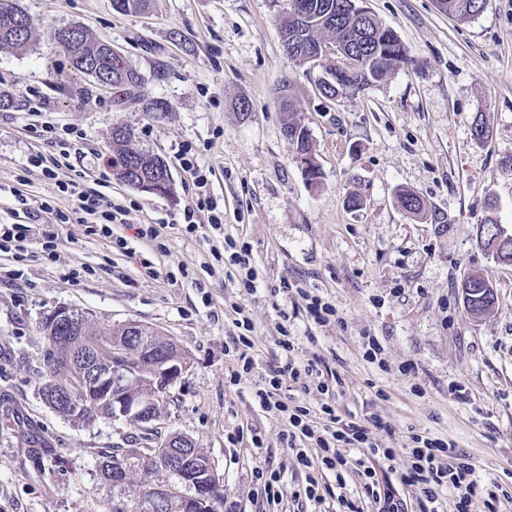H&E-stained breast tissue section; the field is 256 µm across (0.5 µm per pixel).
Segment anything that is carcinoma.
Listing matches in <instances>:
<instances>
[{"mask_svg": "<svg viewBox=\"0 0 512 512\" xmlns=\"http://www.w3.org/2000/svg\"><path fill=\"white\" fill-rule=\"evenodd\" d=\"M350 0H308L309 10L299 19L291 12H285L281 29L287 35L296 32L304 44L317 43L327 37L349 47L353 53L356 66L342 71L338 79L346 85L347 95L353 96L375 82L380 81L394 67L411 62L406 48L398 35L386 28L370 14L356 17L351 14ZM486 0H437L439 9L459 20H471L483 12L482 4ZM24 13L19 0H0V49H18L29 45L35 39V28L27 21L20 29L16 20ZM70 69L91 76L88 63L96 62L101 71L106 73L111 88L118 89L126 95L140 90L142 79L137 71L130 68L124 60L105 51L104 40L90 36L86 31L77 33L75 41L59 39ZM280 108L284 119L282 133L287 136L304 157L314 156L308 129L302 126L294 115L295 99L291 85L285 84L279 91ZM166 164L158 156L138 150L132 145V134L123 127L112 132V169L115 175L131 187L145 180L158 182L165 177ZM398 205L407 213L419 215L425 204L420 196L409 190L397 193ZM78 339L57 347H50L47 356L50 379L43 385L48 390L49 384L58 382L70 384L75 381L74 374L65 369L66 360L76 358L84 352H97L98 359L112 362V341L116 329L108 332L97 329L89 316L74 312ZM79 394L85 407L78 411L58 409L57 413L67 420L75 418L106 419L111 414L110 403L95 388L85 382L79 386ZM125 469V480L134 488L136 498L127 505L125 512H141L139 501L149 497L153 484L167 476V471L159 456L136 471L127 470V464L117 456H111L102 462L101 472L108 481L112 480V470Z\"/></svg>", "mask_w": 512, "mask_h": 512, "instance_id": "carcinoma-1", "label": "carcinoma"}]
</instances>
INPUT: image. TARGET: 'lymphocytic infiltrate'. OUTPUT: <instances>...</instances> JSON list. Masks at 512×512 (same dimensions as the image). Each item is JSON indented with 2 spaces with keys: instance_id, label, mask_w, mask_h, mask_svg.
Segmentation results:
<instances>
[{
  "instance_id": "lymphocytic-infiltrate-1",
  "label": "lymphocytic infiltrate",
  "mask_w": 512,
  "mask_h": 512,
  "mask_svg": "<svg viewBox=\"0 0 512 512\" xmlns=\"http://www.w3.org/2000/svg\"><path fill=\"white\" fill-rule=\"evenodd\" d=\"M181 163L195 188L191 203L181 215L186 233H194L197 212L208 211L213 230L223 228L224 213L209 190V179L205 168L197 162V154L191 144H183L180 152ZM60 191L69 197V210L59 209L53 201L42 204L44 212L54 215L51 224H1L0 252L13 255L16 261H23L27 248L34 239H41L48 259H56L55 252L58 234L56 225L70 223L77 219L86 224L90 234L103 239L111 238L112 227L125 223L128 206L112 203L102 195H89L77 181L61 184ZM213 257L227 255L230 265L235 266L237 276L234 287L247 293L257 290L258 276L253 265L251 252L246 243L224 238L221 245L212 246ZM288 315H281L278 324L277 343L289 359L269 367L258 383L255 395L260 405L280 419L286 426L282 435L287 447L295 454L298 466L308 469L305 495L316 503H324L329 494L328 484L322 483L319 476L329 472L337 482H344L346 475H354L361 494L357 497L338 496L337 512H403V505L391 491L381 489L379 469L391 467L396 451L380 446L372 437L367 424L350 421L342 422L334 414L330 405H323L322 411L328 417L323 426H316L311 412L301 405H290L281 395L283 379H291L300 387H307L310 378H317L316 389L320 394H328L333 389L331 382L319 380L320 370L316 362L307 363L292 359L294 345L288 335ZM358 448L362 454L354 460H347L343 448ZM406 453L409 463L401 471V482L412 487L417 494L418 512H470L474 497H482L487 512H501V506L512 502V492L503 489L497 482L479 484L474 477L475 467L470 458L456 450L453 443L422 435H412L411 445ZM452 489L451 503L441 498L443 489Z\"/></svg>"
}]
</instances>
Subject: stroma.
<instances>
[{"label": "stroma", "mask_w": 512, "mask_h": 512, "mask_svg": "<svg viewBox=\"0 0 512 512\" xmlns=\"http://www.w3.org/2000/svg\"><path fill=\"white\" fill-rule=\"evenodd\" d=\"M21 5L38 37L0 50V225L49 223L42 202L67 207L57 185L75 179L89 193L139 206L113 225L109 241L77 222L60 225L54 263L36 242L22 263L0 252V512H108L130 492L106 481L100 462L173 433L209 456L224 482V512H312L300 494L305 472L280 438L284 424L254 396L267 362L283 355L275 344L283 310L297 358L321 360L341 379L343 419L380 415L384 425L372 434L388 448L409 446L413 433L449 440L477 480L512 485V265L497 263L476 238L489 216L512 229V0H487L467 22L440 12L436 0H366L413 62L338 100L320 93L321 67L284 55L285 0H151L138 14L116 12L112 0ZM65 26L108 40L140 74L142 99L71 72L52 39ZM285 83L310 133L316 185L282 134L277 92ZM148 98L166 111H146ZM243 100L245 113L237 110ZM480 117L491 130L483 142L472 135ZM42 124L80 131L68 157L31 136ZM117 126L164 159L169 194L146 195L116 178ZM185 142L199 146L200 165L212 171L225 234L251 249L255 294L209 276L208 212H198L195 233L179 224L192 200L176 159ZM34 154L58 159L54 178L30 163ZM402 189L421 196L424 216L398 207ZM352 195L361 200L354 209ZM148 224L164 225L165 253L137 238L136 227ZM146 261L157 278L144 276ZM80 265L89 275L72 279ZM473 272L497 293L478 318L459 288ZM283 277L335 305L338 321L316 324L302 300L271 295L268 283ZM236 304L254 326L255 367L233 385L225 374L239 333ZM60 307L88 313L102 329L134 320L181 347L190 368L150 433L123 421L77 425L46 404L41 323ZM370 336L380 360L365 354ZM409 362L414 372H403ZM239 428L260 434L263 447L230 442ZM260 467L281 470L283 501L266 498Z\"/></svg>", "instance_id": "stroma-1"}]
</instances>
